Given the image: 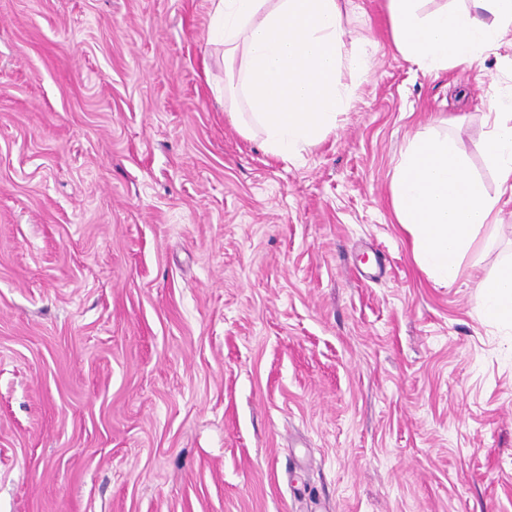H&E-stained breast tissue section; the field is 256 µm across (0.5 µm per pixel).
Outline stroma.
<instances>
[{"mask_svg":"<svg viewBox=\"0 0 512 512\" xmlns=\"http://www.w3.org/2000/svg\"><path fill=\"white\" fill-rule=\"evenodd\" d=\"M291 157L224 108L211 0H0V512H512V330L418 265L410 140L480 143L512 45L426 73L387 0Z\"/></svg>","mask_w":512,"mask_h":512,"instance_id":"35a3bbf8","label":"stroma"}]
</instances>
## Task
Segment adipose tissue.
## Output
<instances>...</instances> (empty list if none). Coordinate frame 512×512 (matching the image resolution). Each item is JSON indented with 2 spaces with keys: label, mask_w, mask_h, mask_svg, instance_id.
Returning <instances> with one entry per match:
<instances>
[{
  "label": "adipose tissue",
  "mask_w": 512,
  "mask_h": 512,
  "mask_svg": "<svg viewBox=\"0 0 512 512\" xmlns=\"http://www.w3.org/2000/svg\"><path fill=\"white\" fill-rule=\"evenodd\" d=\"M222 23L224 97L245 103L242 134L260 129L268 152L292 155L336 126L349 88L342 70L363 79L369 52L346 50L343 0H211ZM396 48L426 71L471 63L512 35V0H467L464 8L426 10L424 0H387ZM482 150L499 192L472 177L448 138L415 137L392 183L396 219L412 237L420 266L443 286L485 225L496 223L503 194H512V98L492 102ZM484 316L512 327V260L477 286Z\"/></svg>",
  "instance_id": "adipose-tissue-1"
}]
</instances>
